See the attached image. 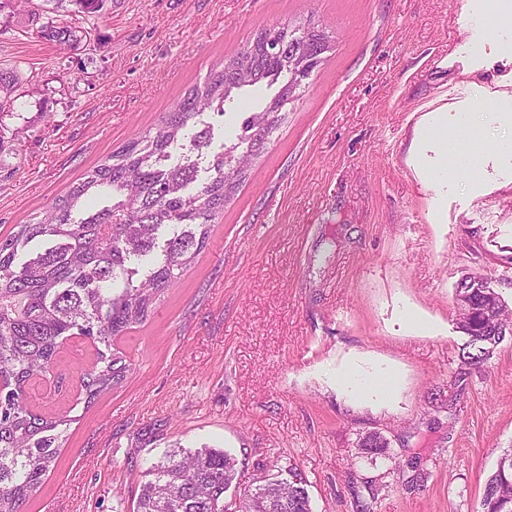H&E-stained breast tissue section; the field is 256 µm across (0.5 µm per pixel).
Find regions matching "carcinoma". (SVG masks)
<instances>
[{"label": "carcinoma", "mask_w": 512, "mask_h": 512, "mask_svg": "<svg viewBox=\"0 0 512 512\" xmlns=\"http://www.w3.org/2000/svg\"><path fill=\"white\" fill-rule=\"evenodd\" d=\"M41 37L78 45L83 35L49 17ZM328 48L324 35L309 30L305 39L280 26L264 28L237 57L212 69L188 90L151 134L127 142L87 177L70 187L35 224H20L0 241V375L11 384L0 390V512L20 507L40 491L45 476L66 442L65 420L34 413L25 405V387L36 375L50 373L62 342L81 336L96 346V360L81 376L86 394L95 397L123 377L127 367L112 357V340L143 322L153 303L174 287L178 272L193 261L208 235V224L246 177L250 164L282 119V109L310 76ZM286 78L259 111L241 121L230 144L211 153L212 131L202 116L224 115L235 93L264 81ZM18 82L14 70L0 71V111L13 103ZM192 131L189 152L207 159L209 177L198 181L199 166L172 151ZM111 205L87 214L79 202L91 189ZM173 231L163 261L142 272L139 261L152 251L163 230ZM471 292L475 313L460 312L466 359L482 364L506 336L512 335V311L481 276H468L457 289ZM361 453L386 451L372 434ZM284 470L294 481L263 476L234 497L239 512H312L307 478L300 468ZM133 512H225V493L237 478V460L216 448L172 451L147 472ZM482 512H512V448L498 458L488 478Z\"/></svg>", "instance_id": "cac0c4a2"}]
</instances>
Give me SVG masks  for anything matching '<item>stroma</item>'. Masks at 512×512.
Here are the masks:
<instances>
[{"instance_id": "1", "label": "stroma", "mask_w": 512, "mask_h": 512, "mask_svg": "<svg viewBox=\"0 0 512 512\" xmlns=\"http://www.w3.org/2000/svg\"><path fill=\"white\" fill-rule=\"evenodd\" d=\"M485 0H106L69 50L0 8V240L158 124L264 26H315L329 48L210 224L176 288L112 343L128 371L86 402L93 360L67 340L54 391L29 408L68 417L55 468L22 512H132L138 477L167 451L219 448L248 486L291 461L313 512H481L512 448V337L464 362L455 288L485 278L512 308V25ZM481 129L475 162L444 130ZM392 368L376 405L341 383L348 363ZM388 448L364 457L360 440Z\"/></svg>"}]
</instances>
